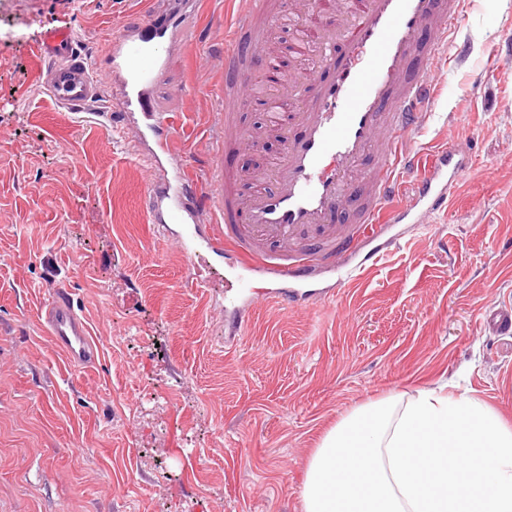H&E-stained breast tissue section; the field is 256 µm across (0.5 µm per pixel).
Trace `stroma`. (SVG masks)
Wrapping results in <instances>:
<instances>
[{
  "label": "stroma",
  "instance_id": "stroma-1",
  "mask_svg": "<svg viewBox=\"0 0 512 512\" xmlns=\"http://www.w3.org/2000/svg\"><path fill=\"white\" fill-rule=\"evenodd\" d=\"M165 0L185 29L155 89L204 175L219 144L227 0ZM145 0H0V512H303L321 437L353 407L447 385L512 424V335L484 330L512 307V0H472L461 48L435 72L430 154L476 141L448 210L398 224L371 276L310 307L257 304L233 333L229 259L191 283L145 207L149 172L106 118L114 94L57 106L41 79V32L72 29L104 67ZM483 78L482 97L464 95ZM66 284L102 354L69 367L41 330L45 287ZM481 324L497 336L512 334V309L502 307H487L481 312Z\"/></svg>",
  "mask_w": 512,
  "mask_h": 512
}]
</instances>
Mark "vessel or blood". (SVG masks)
I'll return each mask as SVG.
<instances>
[{"mask_svg": "<svg viewBox=\"0 0 512 512\" xmlns=\"http://www.w3.org/2000/svg\"><path fill=\"white\" fill-rule=\"evenodd\" d=\"M224 30V67L234 74L220 96L222 146L209 173L194 176L172 116L157 110L153 88L180 39V24L154 9L110 42L109 72L118 96L112 124L150 146L146 204L153 223L178 224L175 242L189 270L204 255L232 254L233 320L244 326L255 299L252 276L282 281L277 305H303L306 289L349 262L348 281L362 279L383 257L374 241L415 211L447 209L451 191L473 166L474 147L448 145L422 161L413 147L430 119L431 72L457 39L466 0H235ZM299 25L309 64L303 83H289L267 102L260 130L238 115L252 102L251 73L271 72L270 32L281 15ZM65 29L35 44L49 61L43 83L61 107L78 110L103 95L94 66ZM282 147L267 166L242 176L231 159L261 138ZM408 201L393 205L403 178ZM254 189L241 193L242 179ZM39 320L74 368L97 361L101 348L62 285L49 289ZM480 321L494 335L512 334V309L487 307Z\"/></svg>", "mask_w": 512, "mask_h": 512, "instance_id": "obj_1", "label": "vessel or blood"}]
</instances>
